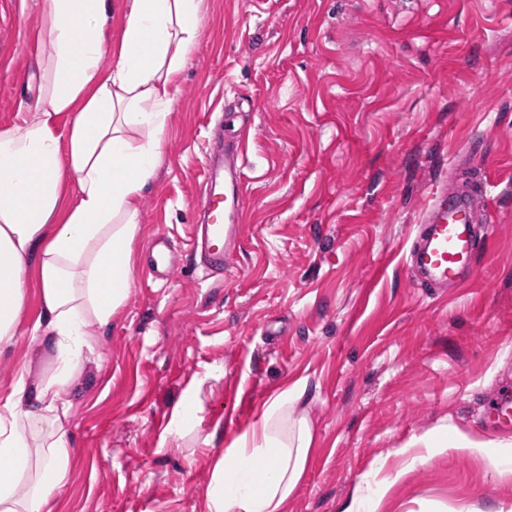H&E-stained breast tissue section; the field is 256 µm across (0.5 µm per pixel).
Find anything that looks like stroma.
Segmentation results:
<instances>
[{
	"mask_svg": "<svg viewBox=\"0 0 512 512\" xmlns=\"http://www.w3.org/2000/svg\"><path fill=\"white\" fill-rule=\"evenodd\" d=\"M132 288L86 355L72 465L53 512H207L211 464L304 387L315 446L287 512H338L364 473L394 476L379 512H512V427L484 407L512 384V0H201ZM42 33L32 0H0V126L33 119ZM249 140L233 263L203 276L193 225L226 112ZM490 191L493 232L469 282L433 294L404 256L437 188ZM166 232L170 281L143 269ZM28 304L0 351V396L40 371ZM202 409L168 426L193 383ZM459 434L471 453L418 446ZM198 411V405H179L172 415L170 435L174 438H182L189 429L193 428Z\"/></svg>",
	"mask_w": 512,
	"mask_h": 512,
	"instance_id": "stroma-1",
	"label": "stroma"
}]
</instances>
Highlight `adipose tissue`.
Segmentation results:
<instances>
[{
	"label": "adipose tissue",
	"mask_w": 512,
	"mask_h": 512,
	"mask_svg": "<svg viewBox=\"0 0 512 512\" xmlns=\"http://www.w3.org/2000/svg\"><path fill=\"white\" fill-rule=\"evenodd\" d=\"M43 37L34 119L0 127V349L37 271L42 314L32 328L50 371L19 377L0 403V512H51L70 475V410L97 330L132 286L140 204L161 162L179 77L202 30L200 0H127L118 42L110 0H34ZM67 112L71 120L58 127ZM285 388L214 462L208 512H284L314 444Z\"/></svg>",
	"instance_id": "ef3b65f1"
}]
</instances>
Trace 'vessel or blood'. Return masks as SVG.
Segmentation results:
<instances>
[{
    "instance_id": "b4317fda",
    "label": "vessel or blood",
    "mask_w": 512,
    "mask_h": 512,
    "mask_svg": "<svg viewBox=\"0 0 512 512\" xmlns=\"http://www.w3.org/2000/svg\"><path fill=\"white\" fill-rule=\"evenodd\" d=\"M242 140L224 150L223 163L208 161L203 171L204 220L197 238L202 245L205 269L222 270L233 253L245 221ZM476 194L472 189L440 191L423 224L422 239L410 254V262L422 283L443 288L465 280L473 271L476 255L484 242L475 222ZM145 269L154 278H171L176 259L165 233L152 237L146 251ZM492 422L512 425V388L499 389L487 407Z\"/></svg>"
}]
</instances>
